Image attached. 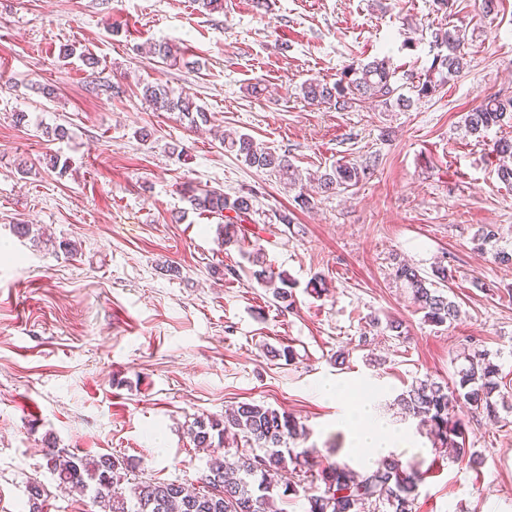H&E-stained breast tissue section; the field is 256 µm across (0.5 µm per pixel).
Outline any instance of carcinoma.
<instances>
[{
  "label": "carcinoma",
  "mask_w": 512,
  "mask_h": 512,
  "mask_svg": "<svg viewBox=\"0 0 512 512\" xmlns=\"http://www.w3.org/2000/svg\"><path fill=\"white\" fill-rule=\"evenodd\" d=\"M438 53L418 80L411 82L410 92L394 81L395 70L389 60L374 58L352 63L333 83L309 80L301 85L303 98L311 104H331L344 110L361 99H372L388 107H410L413 99L436 95L448 80L468 65L464 39L456 31L437 29L432 33ZM142 99L157 111L176 112L180 120L194 127L208 122L205 109L187 95H174L169 87L145 84ZM512 121V96L491 95L464 117V127L472 136L485 138L491 128ZM222 144L243 162L258 170L287 176L294 186L298 177L287 156L260 146L247 134L222 137ZM490 153L498 160L497 176L512 184V139L500 138L492 143ZM369 165L338 162L319 177L321 188L349 191L365 178ZM253 191L230 196L220 189L200 188L188 196L192 207L224 218V242L231 241L230 227L243 221L253 208ZM394 279L406 288L410 300L424 313L426 321L442 326L460 315L459 305L445 294L439 284L448 282V267L439 265L432 278L409 264L394 268ZM293 283L282 278L272 296L280 307L293 306ZM467 364L457 372L453 391L429 378L412 383L398 398L402 410L429 428V434L442 445L452 448L453 458L469 464L473 452L467 447L465 425L454 413L453 402L463 399L470 410L496 421L499 419L494 393L499 387V365L483 352L466 358ZM242 435L260 451L237 452L234 459L212 466L199 480L155 481L139 479L128 490L121 488L124 473L136 467L112 455H79L65 448L47 447L46 465L55 476L57 487L89 489L100 512H281L276 503L296 491L299 470L315 466L313 448H301L297 440L306 431L293 416L263 404L243 402L224 416L197 417L189 432L195 448L219 450L228 432ZM422 473L390 455L376 465L357 472L345 464L321 469L311 480L306 495V512H413Z\"/></svg>",
  "instance_id": "carcinoma-1"
}]
</instances>
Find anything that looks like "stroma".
Listing matches in <instances>:
<instances>
[{
	"label": "stroma",
	"mask_w": 512,
	"mask_h": 512,
	"mask_svg": "<svg viewBox=\"0 0 512 512\" xmlns=\"http://www.w3.org/2000/svg\"><path fill=\"white\" fill-rule=\"evenodd\" d=\"M441 27L461 30L470 63L409 109L339 111L300 93L377 56L405 84L429 66ZM161 42L182 62L159 63L149 49ZM71 44L94 66L60 60ZM99 77L121 94L95 90ZM147 82L193 96L208 125L153 110L139 95ZM498 93L512 95V0L488 16L481 0L446 12L434 0H224L215 13L197 0H0V512H27L33 480L43 512H97L90 493L57 488L51 441L128 458L148 478L197 479L208 455L190 422L243 402L296 417L319 467L362 471L345 424L353 398L371 401L396 434L393 455L423 471L413 512H512V268L475 241L490 225L512 251V188L463 123ZM59 124L67 139L49 136ZM220 132L287 155L304 179L340 160L371 168L301 210L296 189L225 151ZM49 154L71 171L51 170ZM205 186L255 190L237 242L223 244V221L185 198ZM284 209L293 223L276 222ZM255 253L295 281L293 310L257 283ZM401 262L447 266L458 320H425L393 280ZM317 275L318 297L305 290ZM374 315L401 319L402 335L366 332ZM286 346L294 361L277 357ZM465 350L501 369L498 421L457 409L475 467L439 456L395 403L418 378L453 384ZM327 383L346 398L325 397Z\"/></svg>",
	"instance_id": "1"
}]
</instances>
